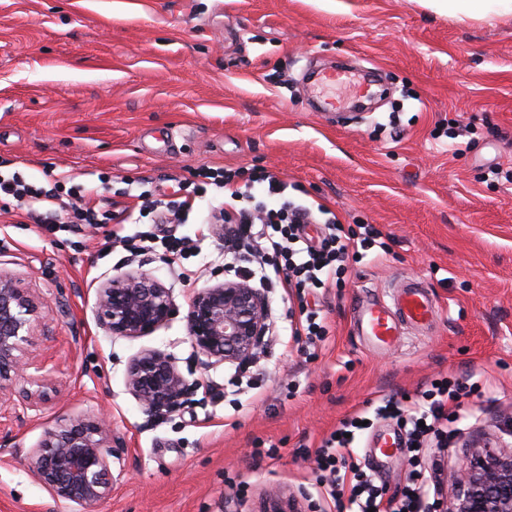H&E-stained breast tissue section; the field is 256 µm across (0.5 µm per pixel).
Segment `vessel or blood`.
I'll use <instances>...</instances> for the list:
<instances>
[{
  "mask_svg": "<svg viewBox=\"0 0 512 512\" xmlns=\"http://www.w3.org/2000/svg\"><path fill=\"white\" fill-rule=\"evenodd\" d=\"M437 307L423 282L408 279L399 283L391 301L375 298L363 300L353 315L356 335L365 346L383 350L398 342L405 329L432 323ZM376 463H384L398 453L390 432L384 431L372 445Z\"/></svg>",
  "mask_w": 512,
  "mask_h": 512,
  "instance_id": "1",
  "label": "vessel or blood"
}]
</instances>
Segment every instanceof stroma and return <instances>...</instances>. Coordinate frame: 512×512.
<instances>
[{
  "label": "stroma",
  "instance_id": "obj_1",
  "mask_svg": "<svg viewBox=\"0 0 512 512\" xmlns=\"http://www.w3.org/2000/svg\"><path fill=\"white\" fill-rule=\"evenodd\" d=\"M342 59L379 66L390 100L355 118L357 79L303 85L308 67ZM206 166L276 173L341 224L373 225L390 250L368 251L344 287L306 304L271 293L247 389L186 328L193 293L225 278L215 225L178 226L197 248L175 269L126 250L144 225L50 232L0 210V273L36 309L28 368L0 396V512H81L53 501L29 453L58 423L101 416L122 478L94 512H254L279 489L303 494L305 512H336L316 481L323 439L367 402L415 399L444 375L464 387L459 431L422 467L451 499L473 445L512 443V184L490 172L512 170V14L452 16L432 0H0V172L75 174L123 207L141 178L168 202ZM132 271L171 288L176 312L152 335L113 336L98 290ZM397 278L422 280L438 318L426 336L370 350L352 310ZM304 307L328 330L313 353L294 334ZM147 350L193 385L164 419L126 386Z\"/></svg>",
  "mask_w": 512,
  "mask_h": 512
}]
</instances>
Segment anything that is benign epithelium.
Masks as SVG:
<instances>
[{
	"label": "benign epithelium",
	"instance_id": "benign-epithelium-1",
	"mask_svg": "<svg viewBox=\"0 0 512 512\" xmlns=\"http://www.w3.org/2000/svg\"><path fill=\"white\" fill-rule=\"evenodd\" d=\"M176 311L170 289L146 273H129L98 290L97 318L114 336L144 337L166 324ZM32 301L12 278L0 274V391L24 370ZM193 348L217 362L253 360L269 331V302L259 288L224 280L196 292L185 315ZM126 385L151 418L180 410L191 384L172 357L147 350L127 370ZM112 434L101 419H72L46 432L30 454L32 472L56 501L93 508L109 494ZM447 512H512V452L487 446L472 451L455 478ZM260 512H301L293 494L273 492Z\"/></svg>",
	"mask_w": 512,
	"mask_h": 512
}]
</instances>
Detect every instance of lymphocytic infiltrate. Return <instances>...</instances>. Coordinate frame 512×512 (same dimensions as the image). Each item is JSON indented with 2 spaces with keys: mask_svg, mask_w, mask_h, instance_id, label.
<instances>
[{
  "mask_svg": "<svg viewBox=\"0 0 512 512\" xmlns=\"http://www.w3.org/2000/svg\"><path fill=\"white\" fill-rule=\"evenodd\" d=\"M199 175V182L182 200L165 203L143 191L137 196L136 207L115 214L108 199H93L91 188L73 176L42 182L16 172L0 174V204L23 209L34 223L50 229L58 224H103L110 219L139 224L153 218L158 230L144 233L141 240L161 245L175 265L194 251L195 244L192 238L176 236L174 225L189 223L197 212V200L208 192L220 193L224 201L212 211L209 221L224 227L227 269L258 280L262 287L289 289L300 295L327 287L343 273L352 241H359L366 250L389 249L369 224L356 237L333 221L325 224L319 238L309 237L306 226L314 221L312 207L288 196L287 184L274 175L256 176V183L265 188L266 199L251 210L240 206L249 193L238 187L235 172L207 167ZM460 391L459 384L444 377L421 390L410 403L383 398L344 418L316 456L317 481L339 512L350 507L355 512H432L430 487L421 467L424 445L427 436H451L450 425L456 417L448 406L457 402ZM379 421L392 424L403 434V451L411 464L404 486L393 491L376 479L367 457L358 453L367 424Z\"/></svg>",
  "mask_w": 512,
  "mask_h": 512,
  "instance_id": "f902f5d3",
  "label": "lymphocytic infiltrate"
}]
</instances>
